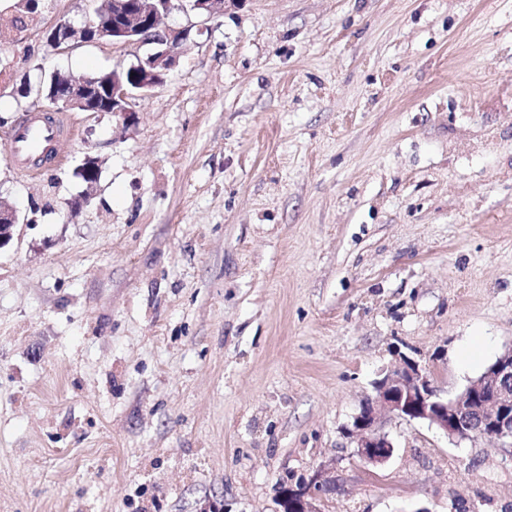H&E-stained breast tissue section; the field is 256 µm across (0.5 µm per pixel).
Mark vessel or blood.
Listing matches in <instances>:
<instances>
[{
  "label": "vessel or blood",
  "mask_w": 512,
  "mask_h": 512,
  "mask_svg": "<svg viewBox=\"0 0 512 512\" xmlns=\"http://www.w3.org/2000/svg\"><path fill=\"white\" fill-rule=\"evenodd\" d=\"M73 131L62 118H43L29 113L14 128L5 142V155L17 170L26 175L36 173L46 147L55 146Z\"/></svg>",
  "instance_id": "b4317fda"
}]
</instances>
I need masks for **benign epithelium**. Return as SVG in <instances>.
Masks as SVG:
<instances>
[{"label":"benign epithelium","mask_w":512,"mask_h":512,"mask_svg":"<svg viewBox=\"0 0 512 512\" xmlns=\"http://www.w3.org/2000/svg\"><path fill=\"white\" fill-rule=\"evenodd\" d=\"M140 0L137 8L128 0H112L120 22L87 17L78 34L73 26L58 23L50 34L55 50L74 45V37L91 43L106 28L112 44L119 47H147L131 68L116 66L108 75L109 98L99 105L95 88L85 80L71 82L68 93L55 102L73 112H110L125 127L135 125L137 112L133 99L162 86L167 74L179 63L180 48L191 32L189 27H174L169 18L175 11L192 12L206 23L226 7H237L242 0ZM19 213L12 205L0 203V248L13 238ZM375 394L367 399L345 433L356 448L355 454L367 466L378 467L393 455L394 444L383 430L386 417L424 421L451 440L481 437L490 441H512V348L501 353L487 370L471 381L456 397L441 396L431 372L411 358L403 357L397 368L375 382ZM330 467L322 462L308 478L287 487L280 494L278 512H321L320 500L329 489Z\"/></svg>","instance_id":"1"}]
</instances>
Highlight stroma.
I'll list each match as a JSON object with an SVG mask.
<instances>
[{"mask_svg": "<svg viewBox=\"0 0 512 512\" xmlns=\"http://www.w3.org/2000/svg\"><path fill=\"white\" fill-rule=\"evenodd\" d=\"M88 8L0 0V512H275L321 462L323 512H512L511 446L344 436L400 356L453 397L512 347V0H245L20 177L27 88L135 60L48 45ZM19 222V213L12 205L0 203V248L13 238V227Z\"/></svg>", "mask_w": 512, "mask_h": 512, "instance_id": "stroma-1", "label": "stroma"}]
</instances>
